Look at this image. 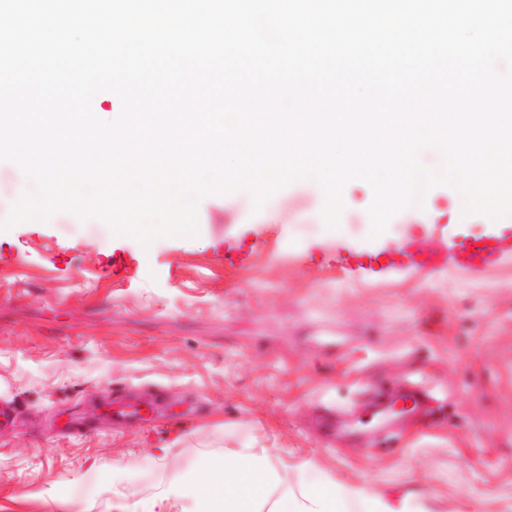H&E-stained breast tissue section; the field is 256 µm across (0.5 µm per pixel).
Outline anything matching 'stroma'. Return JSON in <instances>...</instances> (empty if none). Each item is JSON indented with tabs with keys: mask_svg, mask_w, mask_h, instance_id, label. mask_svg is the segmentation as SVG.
Returning a JSON list of instances; mask_svg holds the SVG:
<instances>
[{
	"mask_svg": "<svg viewBox=\"0 0 512 512\" xmlns=\"http://www.w3.org/2000/svg\"><path fill=\"white\" fill-rule=\"evenodd\" d=\"M372 200L356 182L335 235L301 181L258 211L206 197L197 236L147 251L68 213L0 232V512L140 510L241 442L395 512H512V262L350 275L353 254L484 228L438 186L372 240ZM416 384L428 414L361 425L374 393ZM114 398L196 415L118 427Z\"/></svg>",
	"mask_w": 512,
	"mask_h": 512,
	"instance_id": "obj_1",
	"label": "stroma"
}]
</instances>
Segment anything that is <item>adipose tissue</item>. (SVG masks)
Listing matches in <instances>:
<instances>
[{"mask_svg":"<svg viewBox=\"0 0 512 512\" xmlns=\"http://www.w3.org/2000/svg\"><path fill=\"white\" fill-rule=\"evenodd\" d=\"M174 499L194 501L195 512H380L374 499L332 481L308 476L289 486L287 466L248 443L204 459L197 477L172 479L145 512H171Z\"/></svg>","mask_w":512,"mask_h":512,"instance_id":"obj_1","label":"adipose tissue"}]
</instances>
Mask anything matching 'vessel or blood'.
Returning a JSON list of instances; mask_svg holds the SVG:
<instances>
[{
	"mask_svg": "<svg viewBox=\"0 0 512 512\" xmlns=\"http://www.w3.org/2000/svg\"><path fill=\"white\" fill-rule=\"evenodd\" d=\"M512 259V222L502 221L480 236L463 241L449 240L446 256L415 249L412 241L405 240L386 254L385 270L395 272L419 271L446 265L458 274H473L499 267Z\"/></svg>",
	"mask_w": 512,
	"mask_h": 512,
	"instance_id": "obj_1",
	"label": "vessel or blood"
}]
</instances>
